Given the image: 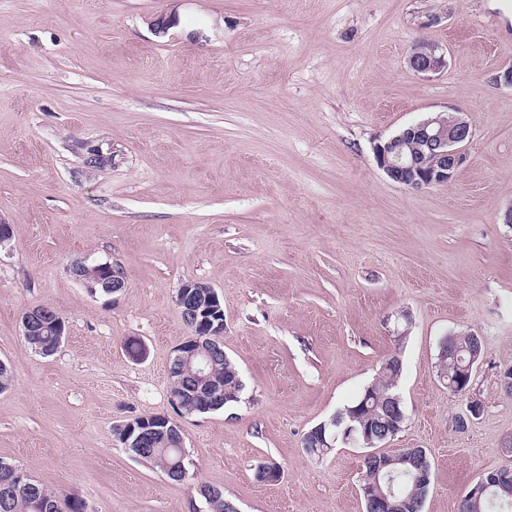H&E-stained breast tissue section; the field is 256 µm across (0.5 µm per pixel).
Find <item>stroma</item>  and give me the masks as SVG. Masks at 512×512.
<instances>
[{
    "label": "stroma",
    "mask_w": 512,
    "mask_h": 512,
    "mask_svg": "<svg viewBox=\"0 0 512 512\" xmlns=\"http://www.w3.org/2000/svg\"><path fill=\"white\" fill-rule=\"evenodd\" d=\"M421 37L447 53L437 75L407 65ZM509 67L512 0H0V460L94 512H203L205 485L240 512H364L361 450L303 438L396 353L407 421L385 450L425 449L423 512H459L512 465ZM451 106L475 137L450 182L378 169L375 140ZM84 258L126 288L90 294L68 271ZM188 281L219 295L245 403L174 412ZM37 305L66 324L50 356L21 336ZM460 331L484 346L464 432L467 399L437 376ZM152 414L176 417L184 482L114 436ZM448 389L454 394L459 396H466L468 400V413L465 416L457 417L455 419V427L458 430H466L468 428V421L472 418H477L483 411V402L469 396L471 388H465L464 383L448 384Z\"/></svg>",
    "instance_id": "stroma-1"
}]
</instances>
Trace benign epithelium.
I'll use <instances>...</instances> for the list:
<instances>
[{
	"mask_svg": "<svg viewBox=\"0 0 512 512\" xmlns=\"http://www.w3.org/2000/svg\"><path fill=\"white\" fill-rule=\"evenodd\" d=\"M408 65L417 74L430 76L441 72L446 67L444 53L440 48L426 40L416 41L410 48ZM450 119L448 124L440 123L435 116H429L402 129L401 132L387 140H378L373 144L376 164L392 181L408 188L422 189L429 186L445 184L468 161L467 146L473 140L474 131L465 118V113L457 107H448ZM409 141L408 153L391 152L390 146L396 142ZM434 158L435 164L425 168L420 162L423 156ZM96 279L112 280V293L117 294L125 287V278L121 268L116 264L105 263L95 267ZM177 305L181 314L189 320L194 339L181 343L175 349V361L181 371L192 377L206 375L211 358L201 343L209 336L224 335V321L217 320L220 300L211 287L188 281L179 288ZM448 389L455 395L468 397V413L455 419L458 430L468 428V421L478 417L483 411V402L470 396V389L464 384H450ZM173 418L160 414L153 420L154 426L147 427L140 419L122 421L114 428L125 436L123 447L136 445L152 439L157 434H166L165 426ZM395 433L386 429L376 431L363 430L347 422L339 413L328 422L313 427L304 438L306 448H334L340 443L346 446L364 449V461L376 466L381 471L390 465L384 453L379 451L383 443ZM134 442H129V439ZM504 492L512 490V469L502 467L483 474L473 485L470 494L478 497L491 489ZM360 495L366 501L370 512H406L407 500L381 496L376 491V484H360Z\"/></svg>",
	"mask_w": 512,
	"mask_h": 512,
	"instance_id": "7a95c632",
	"label": "benign epithelium"
}]
</instances>
